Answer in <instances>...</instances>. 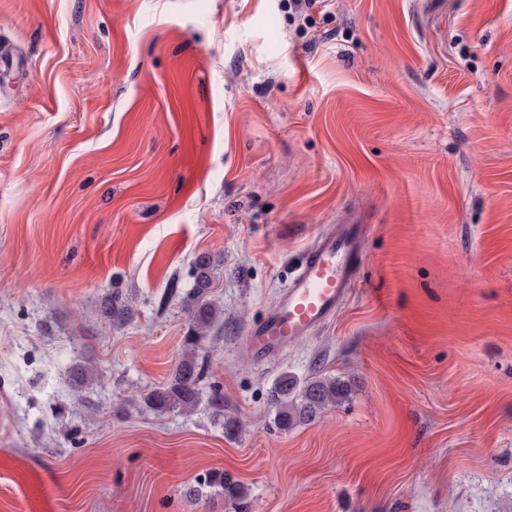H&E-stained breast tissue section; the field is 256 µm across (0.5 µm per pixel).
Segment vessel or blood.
Masks as SVG:
<instances>
[{
  "instance_id": "vessel-or-blood-1",
  "label": "vessel or blood",
  "mask_w": 512,
  "mask_h": 512,
  "mask_svg": "<svg viewBox=\"0 0 512 512\" xmlns=\"http://www.w3.org/2000/svg\"><path fill=\"white\" fill-rule=\"evenodd\" d=\"M357 248L356 236L348 229L322 237L309 251L300 273L267 317L246 331L259 361L270 360L335 314L353 286Z\"/></svg>"
}]
</instances>
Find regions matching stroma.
Listing matches in <instances>:
<instances>
[{
  "label": "stroma",
  "instance_id": "35a3bbf8",
  "mask_svg": "<svg viewBox=\"0 0 512 512\" xmlns=\"http://www.w3.org/2000/svg\"><path fill=\"white\" fill-rule=\"evenodd\" d=\"M0 54V512H236L215 472L249 512H512V0H0ZM349 224L350 293L258 363ZM204 253L202 403L154 411ZM284 374L347 394L284 431ZM358 241L351 229L322 237L311 249L300 273L262 321L246 331L259 361L265 362L310 334L335 313L353 286L352 256Z\"/></svg>",
  "mask_w": 512,
  "mask_h": 512
}]
</instances>
